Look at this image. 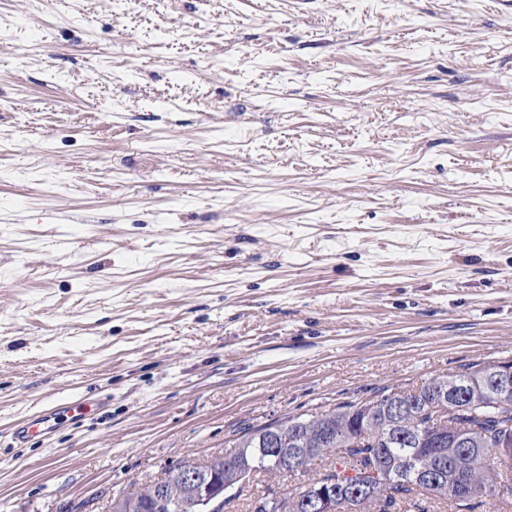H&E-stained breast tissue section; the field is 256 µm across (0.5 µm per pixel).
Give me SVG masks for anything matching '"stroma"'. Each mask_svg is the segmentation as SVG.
Returning <instances> with one entry per match:
<instances>
[{
	"mask_svg": "<svg viewBox=\"0 0 512 512\" xmlns=\"http://www.w3.org/2000/svg\"><path fill=\"white\" fill-rule=\"evenodd\" d=\"M510 359L500 0H0V512ZM85 403L79 398H62L39 412L25 416L12 430L16 440H25L32 436L50 439L59 421L75 423L83 414Z\"/></svg>",
	"mask_w": 512,
	"mask_h": 512,
	"instance_id": "1",
	"label": "stroma"
}]
</instances>
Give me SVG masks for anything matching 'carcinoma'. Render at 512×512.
<instances>
[{
    "label": "carcinoma",
    "mask_w": 512,
    "mask_h": 512,
    "mask_svg": "<svg viewBox=\"0 0 512 512\" xmlns=\"http://www.w3.org/2000/svg\"><path fill=\"white\" fill-rule=\"evenodd\" d=\"M502 365L512 369L511 361L464 364L421 383L408 401L382 387L365 402L244 427L233 450L211 458L224 502L244 497L245 512H261L271 488H260L270 475L297 480L278 512H306L307 483L316 479L336 489V512H395L404 504L428 512L427 500L452 512H474L479 499L512 506V395L493 405L486 389L487 372ZM448 379L466 395L458 411L436 408L435 388ZM151 484L112 498V512H146ZM169 500L164 512H189L177 479Z\"/></svg>",
    "instance_id": "1"
}]
</instances>
